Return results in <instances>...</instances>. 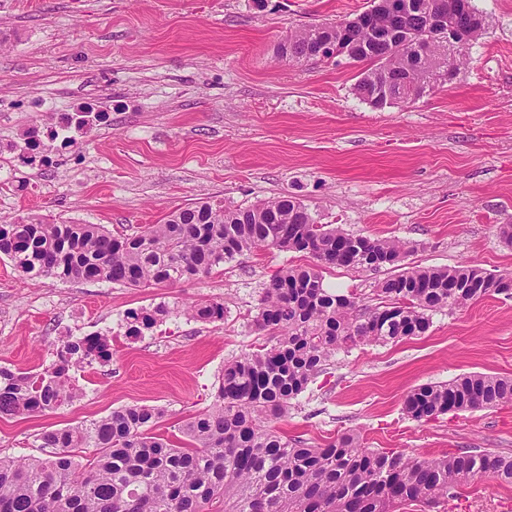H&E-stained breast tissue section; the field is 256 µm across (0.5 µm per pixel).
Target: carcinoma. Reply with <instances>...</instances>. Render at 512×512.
<instances>
[{
	"label": "carcinoma",
	"instance_id": "cac0c4a2",
	"mask_svg": "<svg viewBox=\"0 0 512 512\" xmlns=\"http://www.w3.org/2000/svg\"><path fill=\"white\" fill-rule=\"evenodd\" d=\"M390 0L375 9L373 25L398 30L402 49L377 42L343 17L291 30L280 58L315 59L330 39L354 45L348 59L363 68L356 93L374 98L417 97L448 82V66L466 62L437 39L414 41L427 27L434 0ZM448 25L466 42L483 35L486 20L473 0H454ZM257 249L306 252L311 267L277 272L256 307L254 325L270 340L224 363L215 402L187 420L174 443L155 433L163 411L130 405L87 424L40 434L47 458L0 456V512H396L398 505L431 503L477 479L512 485V456L455 452L420 460L400 452L361 447L343 434L309 445L270 422L288 415L290 401L339 350L395 343L424 334L431 316L500 294L512 274L473 265L401 266L411 251L395 238H368L319 224L298 198L284 194L243 209L209 202L171 212L161 224L115 237L103 224H59L49 217L0 223V256L23 278L104 281L146 288L209 275ZM401 268L379 281L377 303L324 288L330 267ZM397 305L400 322L383 311ZM163 306L129 311L127 335L152 329ZM193 320L224 318L217 302L183 309ZM112 359V338L89 335L64 342L55 360L30 374L0 367V419L68 405L79 396L70 368ZM512 404V377L470 373L446 384L423 385L406 396L403 411L420 421L451 410Z\"/></svg>",
	"mask_w": 512,
	"mask_h": 512
}]
</instances>
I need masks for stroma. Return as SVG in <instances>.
<instances>
[{
  "instance_id": "1",
  "label": "stroma",
  "mask_w": 512,
  "mask_h": 512,
  "mask_svg": "<svg viewBox=\"0 0 512 512\" xmlns=\"http://www.w3.org/2000/svg\"><path fill=\"white\" fill-rule=\"evenodd\" d=\"M473 3L488 28L464 76L376 108L354 91L360 66L277 56L289 29L362 12L369 0H0V145L19 140L41 101L112 110L53 165L1 188L0 217L49 215L124 236L180 207L290 194L318 223L409 242L413 264L512 273L499 233L512 225V0ZM309 262L258 250L173 286L127 288L24 279L0 257V366L35 373L67 339H112L110 361L71 370L72 403L0 420V454L46 457L42 431L133 404L162 408L160 433L178 439L213 404L225 362L265 342L253 323L265 284ZM381 277L335 268L323 283L368 301ZM192 302L223 304V319H187ZM159 305L168 313L153 329L127 336V311ZM474 372L512 377V298L438 312L422 336L336 352L278 426L311 445L353 433L418 459L512 456V405L421 421L402 411L412 389ZM400 512H512V485L479 480Z\"/></svg>"
}]
</instances>
